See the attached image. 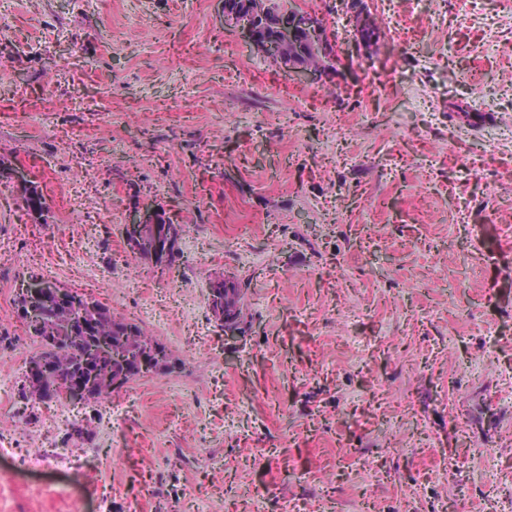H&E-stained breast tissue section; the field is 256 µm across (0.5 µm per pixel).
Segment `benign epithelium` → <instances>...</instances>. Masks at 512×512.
<instances>
[{"label": "benign epithelium", "mask_w": 512, "mask_h": 512, "mask_svg": "<svg viewBox=\"0 0 512 512\" xmlns=\"http://www.w3.org/2000/svg\"><path fill=\"white\" fill-rule=\"evenodd\" d=\"M370 20V16L366 12H354L350 15V23L353 28L357 40L360 43L368 44L370 40L367 38L364 27ZM224 23L233 26L240 36L246 41L254 51L270 58L279 68L297 75H312L317 79L327 74V69L321 66L304 67L297 63L293 53L285 48V44L292 38L295 31L307 34L309 43L315 50L323 56L333 58L337 56L338 46L329 36L323 34L313 22V16L298 11H286L281 13L279 18V31L282 34L283 48H271L267 42H259L255 40L253 27L249 18L237 16L235 14L224 13ZM153 235L156 237V245H164V249H169L172 239L167 234L166 229L158 224L157 213L150 209H135L129 212L127 216V224L124 226V237L126 243L130 246L136 244L141 238Z\"/></svg>", "instance_id": "benign-epithelium-1"}]
</instances>
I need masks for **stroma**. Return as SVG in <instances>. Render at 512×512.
<instances>
[{"instance_id":"obj_1","label":"stroma","mask_w":512,"mask_h":512,"mask_svg":"<svg viewBox=\"0 0 512 512\" xmlns=\"http://www.w3.org/2000/svg\"><path fill=\"white\" fill-rule=\"evenodd\" d=\"M276 2L335 35L333 77L276 67L224 0H0V512H512V0H363L361 52L339 0ZM137 206L181 226L173 267L132 260ZM32 279L175 366L72 444L83 505L12 476L66 430L63 399L17 428ZM230 280L229 278H225L223 276H217L213 279L211 283L210 292L208 295V305L209 309L212 313V316H220L223 315L225 318V321L229 323L231 326H233L235 329H229L227 326H224V334L228 336H235L238 332L241 331L244 332L243 327L241 325L245 322V313L243 310V299L245 296V288L243 287V283L241 281H237L235 283H232L229 286V289L231 291V297L228 301L224 304L218 305V308H220V313H218L217 310V301L216 299L213 300L211 304L210 300V294L212 288H218L222 287L224 285V281ZM240 303L238 306L237 304ZM238 331V332H237Z\"/></svg>"}]
</instances>
